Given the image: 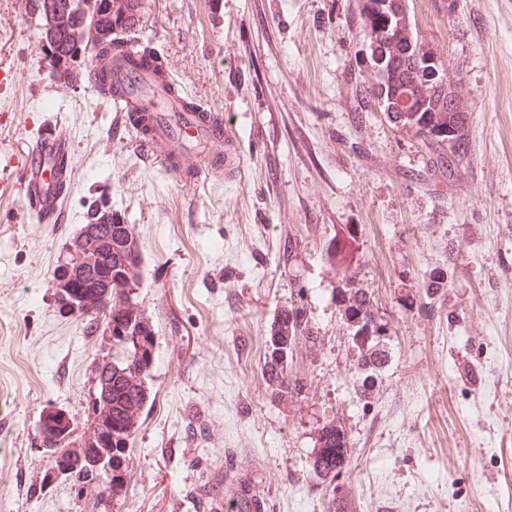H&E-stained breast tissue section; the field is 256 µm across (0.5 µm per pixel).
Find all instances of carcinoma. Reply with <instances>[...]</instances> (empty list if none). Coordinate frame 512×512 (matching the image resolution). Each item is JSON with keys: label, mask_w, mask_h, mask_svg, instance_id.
I'll return each instance as SVG.
<instances>
[{"label": "carcinoma", "mask_w": 512, "mask_h": 512, "mask_svg": "<svg viewBox=\"0 0 512 512\" xmlns=\"http://www.w3.org/2000/svg\"><path fill=\"white\" fill-rule=\"evenodd\" d=\"M75 0H66L60 8L41 10L45 20L54 25L46 36L49 48L65 39L67 52L58 60H73L78 52L74 34L87 24V17L78 11ZM359 13L364 18L363 38L374 70L372 77L360 87L364 97L376 101L381 112L395 124L415 129L434 150L462 146L459 132L467 123L468 112L453 88L442 79L426 75L425 60L432 55L416 34L408 9V0H359ZM80 233L97 242L96 255L70 267L56 270L60 282V301L71 308L81 287L92 285L99 294L97 305L89 314L85 327L94 332L98 318L110 332L112 346L120 355L104 361L97 369L94 394L87 403L88 437L75 441L70 419L61 411L48 413L39 421L38 432L44 448H62L56 455L57 475L82 485L87 480H99L105 493L120 488L124 481L127 441L134 425L133 414L147 401L145 386L147 371L154 362V336L143 324L132 304L135 284L126 282V274L138 266L139 250L133 247V229L129 224H84ZM350 321L356 324L353 338L373 337L376 321L369 310L370 295L364 288L351 292ZM307 323L300 309H290L270 336L271 351L268 367L271 379L286 390L294 386L288 378V356L291 341ZM369 360L360 367L364 371L362 387L381 372L388 360L385 346L370 345ZM351 452L350 440L333 424L320 428L318 450L311 468L324 481L333 483ZM106 455L110 473L103 474L93 460Z\"/></svg>", "instance_id": "obj_1"}]
</instances>
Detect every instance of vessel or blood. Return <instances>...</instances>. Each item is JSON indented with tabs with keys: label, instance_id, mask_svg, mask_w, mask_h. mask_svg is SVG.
Returning a JSON list of instances; mask_svg holds the SVG:
<instances>
[{
	"label": "vessel or blood",
	"instance_id": "obj_1",
	"mask_svg": "<svg viewBox=\"0 0 512 512\" xmlns=\"http://www.w3.org/2000/svg\"><path fill=\"white\" fill-rule=\"evenodd\" d=\"M114 12L124 22V35L140 25L139 0H115ZM94 90L116 125L127 128L142 154L179 181L194 180L185 162L191 141L211 148L205 170L214 183L236 180L240 174L237 139L221 110L190 97L174 78L162 56L145 57L135 44L116 50ZM72 140L68 129L48 117L37 141L19 165L16 183L25 211L45 218L56 216L73 182ZM225 483L242 502L245 512H262L264 502L247 485L246 477L227 471Z\"/></svg>",
	"mask_w": 512,
	"mask_h": 512
}]
</instances>
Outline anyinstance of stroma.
<instances>
[{
    "label": "stroma",
    "instance_id": "35a3bbf8",
    "mask_svg": "<svg viewBox=\"0 0 512 512\" xmlns=\"http://www.w3.org/2000/svg\"><path fill=\"white\" fill-rule=\"evenodd\" d=\"M357 0H141L154 46L238 137L233 183H183L116 133L88 65L57 78L45 21L0 0V155L19 156L43 114L69 127L65 210L39 224L0 169V512H208L205 478L253 471L265 512H498L512 483V377L495 362L512 320V0H409L420 40L468 111L454 167L391 124L359 87L371 74ZM28 79L9 83L11 70ZM63 87H56V80ZM131 225L138 313L155 336L149 398L116 497L56 477L36 435L84 410L112 341L56 305L57 265L93 213ZM364 288L392 360L364 380L348 289ZM309 338L288 354L295 386L265 373L283 308ZM376 406L389 427L366 428ZM352 455L336 486L310 463L322 425Z\"/></svg>",
    "mask_w": 512,
    "mask_h": 512
}]
</instances>
